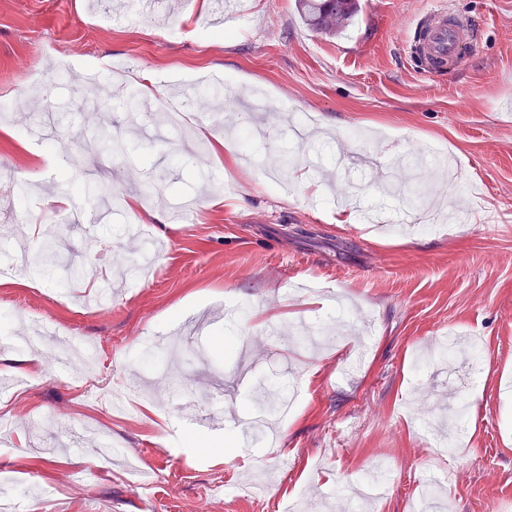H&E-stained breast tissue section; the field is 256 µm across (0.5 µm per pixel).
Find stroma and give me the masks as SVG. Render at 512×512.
<instances>
[{
	"label": "stroma",
	"mask_w": 512,
	"mask_h": 512,
	"mask_svg": "<svg viewBox=\"0 0 512 512\" xmlns=\"http://www.w3.org/2000/svg\"><path fill=\"white\" fill-rule=\"evenodd\" d=\"M446 2L481 22L480 42L431 78L403 45L436 0H359L333 37L308 30L294 0H235L220 27L218 0L152 13L137 0H0V103L22 104L0 110V169L15 185L0 194V266L30 217L49 227L62 213L48 197L99 216L92 233L61 237L81 279L0 287V337L21 339L0 368L29 355L23 319L98 347L93 379L48 373L0 395V479L20 489V512H284L297 497L351 512L346 486L380 461L393 477L371 512H412L413 485L438 475L453 512H512V0ZM149 70L267 98V134L215 132L227 112L197 89L185 103L192 141L132 117L126 92ZM36 72L50 91L33 111ZM287 112L313 117L302 148ZM48 113L63 118L58 155L96 159L102 123L129 141L103 173L124 202L62 191L63 169L26 134ZM216 136L221 156L191 150ZM346 146L411 159L466 223L421 229L409 175L344 170ZM151 180L166 203L193 201L180 223L128 210ZM366 206L394 213V228L363 223ZM210 312L221 321L207 339L156 343ZM452 331L482 354L445 457L420 416L442 420L460 391L438 358ZM362 343V364L342 373ZM247 357L252 383L233 402L269 434L248 441L227 427L197 446L186 434L207 409V379ZM116 387L117 410L106 401ZM72 427L93 442L47 454Z\"/></svg>",
	"instance_id": "35a3bbf8"
}]
</instances>
